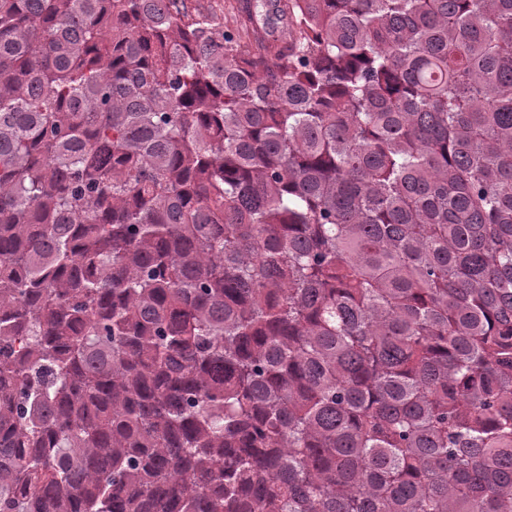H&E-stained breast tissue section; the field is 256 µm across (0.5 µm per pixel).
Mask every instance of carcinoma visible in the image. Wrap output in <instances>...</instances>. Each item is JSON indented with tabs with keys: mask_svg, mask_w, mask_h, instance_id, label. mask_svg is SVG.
I'll return each mask as SVG.
<instances>
[{
	"mask_svg": "<svg viewBox=\"0 0 512 512\" xmlns=\"http://www.w3.org/2000/svg\"><path fill=\"white\" fill-rule=\"evenodd\" d=\"M0 0V512H512V0ZM188 11L212 15L224 27H240L245 21L244 6L246 0H188Z\"/></svg>",
	"mask_w": 512,
	"mask_h": 512,
	"instance_id": "cac0c4a2",
	"label": "carcinoma"
}]
</instances>
